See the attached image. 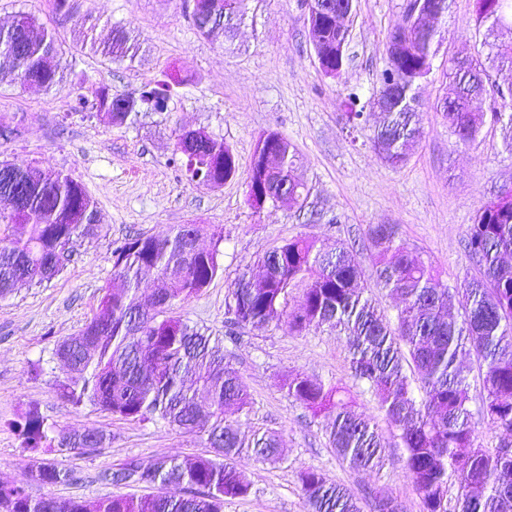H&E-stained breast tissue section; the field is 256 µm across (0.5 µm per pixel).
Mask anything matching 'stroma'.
I'll use <instances>...</instances> for the list:
<instances>
[{"label": "stroma", "instance_id": "35a3bbf8", "mask_svg": "<svg viewBox=\"0 0 512 512\" xmlns=\"http://www.w3.org/2000/svg\"><path fill=\"white\" fill-rule=\"evenodd\" d=\"M406 0H353L350 60L342 75L325 76L314 57L311 34L299 0H250L249 14L235 44L200 36L183 0H78L75 16L59 20L49 0H0V27L19 14L55 30L59 62L83 77L65 79L51 91L13 80L0 84V161L26 168L61 171L77 180L95 202L101 233L78 240L63 271L40 285L23 284L0 299V484L26 481L31 469L55 464L77 471L80 480L55 487L28 483L32 497H104L114 486L97 474L134 455L151 462L163 457L192 460L212 455L206 435L176 430L155 421H129L97 407L72 405L59 393L70 370L54 355L57 343L80 333L95 313L105 289L115 286L114 243L133 235L168 232L182 224L224 228L219 271L199 295L176 304L189 326L222 340L224 352L246 383L249 411L227 410L243 439L276 431L282 458L259 464L249 454L236 464L246 475V496L225 500L224 512H307L297 472L314 467L327 479L345 484L373 512L372 494L383 490L403 512H420L419 494L405 467V449L376 396L350 368L345 336L326 327L302 334L282 329H239L225 338L228 297L238 274L259 273V256L284 240L315 238L331 250L337 241L353 247L366 274L365 296L386 317L398 300L379 286L366 248L373 224H395L415 254L431 263L449 285L477 275L465 247L466 230L480 205L512 178V150L500 126L486 124L469 147L457 145L434 104L451 92L448 61L480 49L475 39V0H450L446 34L422 82V134L407 163L389 166L369 138L378 112L370 102L385 65L388 34L403 24ZM97 22L105 39L113 29L138 35L141 52L134 62L114 63L91 54L80 40L81 20ZM181 78L165 112H144L134 123L112 126L105 115L81 106L83 87L105 85L127 93L144 85ZM357 91L366 122L352 135L342 121L349 91ZM204 129L234 152L238 171L222 187L192 180L172 161L174 130ZM275 130L298 151V172L324 209L340 215L337 224H304L284 207L254 212L246 203L245 181L255 143ZM469 384L474 442L493 449L499 437L482 414V383L477 354L463 360ZM304 374L335 384L353 409L368 416L384 443L381 467L352 469L330 448L325 427L329 413L313 414L289 397L286 382ZM56 433L95 428L111 442L94 452L33 454L20 446L12 423L30 405Z\"/></svg>", "mask_w": 512, "mask_h": 512}]
</instances>
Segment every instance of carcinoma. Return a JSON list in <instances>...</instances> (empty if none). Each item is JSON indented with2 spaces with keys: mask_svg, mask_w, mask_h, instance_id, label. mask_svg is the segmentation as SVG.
I'll return each instance as SVG.
<instances>
[{
  "mask_svg": "<svg viewBox=\"0 0 512 512\" xmlns=\"http://www.w3.org/2000/svg\"><path fill=\"white\" fill-rule=\"evenodd\" d=\"M313 52L321 71L341 74L347 63L348 29L320 10V0H305ZM196 31L206 37L223 34L232 43L244 20L249 0H183ZM435 25L410 19L407 32L396 29L386 43V65L378 84L394 81L397 98L381 110L382 121L370 135L374 149L393 167H400L421 135L422 110L418 88L433 66L442 41L441 24L449 0H430ZM512 21V0H476V26L485 27L489 52H477L452 63L450 77L456 98L438 104L448 130L472 145L491 120L504 124L512 148V41L497 37L500 22ZM36 19L21 15L0 29V79L16 76L46 91L62 80L56 60V34L35 32ZM88 28L83 42L92 54L114 63L134 61L139 39L124 29L99 43ZM96 109L122 127L141 112H165L169 86L112 94L102 86L92 91ZM345 124L364 122L358 97L346 101ZM175 154L201 183L218 186L233 178L238 164L233 151L203 129L180 130ZM295 146L277 131L257 140L246 179V201L256 212L288 199V210L307 217L308 224H339L341 217L318 207L311 187L297 173ZM194 237L210 233L212 247L189 257ZM100 229L98 212L81 184L62 172L37 167L17 168L0 162V297L20 282L42 284L57 276L76 238H94ZM223 228L180 225L158 235H136L112 250L120 285L108 289L94 316L80 334L60 342L55 355L73 376L60 384L61 396L79 406H98L132 421H161L173 429L207 433L215 454L189 462L175 458L147 464L128 457L97 475L113 486L188 485L194 492L174 497L160 491L140 496L112 495L82 499L34 498L22 483L0 484V512H223L224 499L249 492V483L233 460L242 442L238 427L224 421V409L244 411L252 398L238 371L226 361L218 341L173 315V306L197 295L219 271L218 252ZM368 248L382 287L398 299L395 322L363 296V271L353 251L343 243L333 251L308 237L284 240L261 259L264 272L236 278L228 310L234 328H285L303 333L327 326L342 333L350 347L354 376L378 397L386 416L400 432L406 450L405 468L421 497V512H512V182L502 183L481 204L468 226L466 248L479 276L459 287L444 283L435 269L413 254L395 224H374ZM153 273L151 298L139 294L140 277ZM299 292L295 306L290 295ZM459 297L460 313L452 315L448 296ZM481 358L483 414L501 442L494 451L474 444L469 387L458 364L466 349ZM419 373V397H414L406 365ZM288 396L315 413L329 410L326 428L330 447L351 468H374L382 459L383 443L370 419L348 405L337 386H326L297 374L287 383ZM21 446L61 454L105 447L111 437L96 429L54 436L37 406L31 405L16 424ZM254 460L281 459L277 435L264 431L252 439ZM457 493L448 500L449 478ZM41 485L71 484L79 477L68 468L42 465L29 473ZM298 481L309 512H361L358 499L346 487L305 468ZM376 512H401L392 495L374 496Z\"/></svg>",
  "mask_w": 512,
  "mask_h": 512,
  "instance_id": "cac0c4a2",
  "label": "carcinoma"
}]
</instances>
